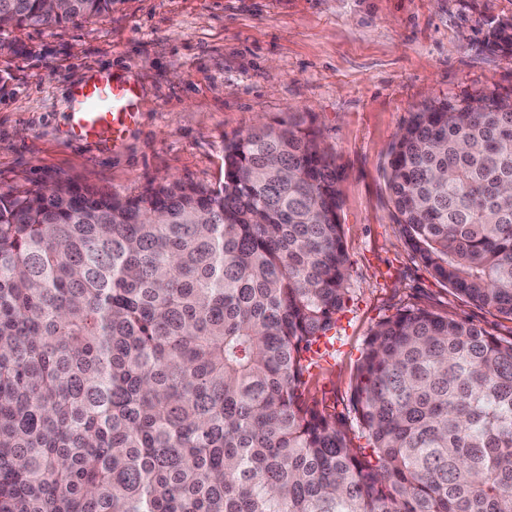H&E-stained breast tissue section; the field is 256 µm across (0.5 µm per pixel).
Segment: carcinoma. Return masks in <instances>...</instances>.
Here are the masks:
<instances>
[{
    "mask_svg": "<svg viewBox=\"0 0 512 512\" xmlns=\"http://www.w3.org/2000/svg\"><path fill=\"white\" fill-rule=\"evenodd\" d=\"M110 10L0 0L15 26ZM340 180L314 128L264 124L214 187L1 194L0 512H512V340L379 322L353 389L368 453L303 397L347 309ZM386 180L414 255L512 320V94L412 113Z\"/></svg>",
    "mask_w": 512,
    "mask_h": 512,
    "instance_id": "carcinoma-1",
    "label": "carcinoma"
}]
</instances>
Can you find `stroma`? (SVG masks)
<instances>
[{
    "label": "stroma",
    "mask_w": 512,
    "mask_h": 512,
    "mask_svg": "<svg viewBox=\"0 0 512 512\" xmlns=\"http://www.w3.org/2000/svg\"><path fill=\"white\" fill-rule=\"evenodd\" d=\"M512 0H116L76 26L0 30V194L76 183L132 197L224 178V141L262 123L312 122L342 173L349 301L305 395L367 439L352 405L364 342L424 309L512 338V320L435 280L397 224L384 170L412 112L512 91V49L487 43ZM129 74L140 118L118 150L67 137L73 87Z\"/></svg>",
    "instance_id": "35a3bbf8"
}]
</instances>
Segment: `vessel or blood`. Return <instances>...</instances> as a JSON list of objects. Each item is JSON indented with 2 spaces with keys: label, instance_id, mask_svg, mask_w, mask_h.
Returning <instances> with one entry per match:
<instances>
[{
  "label": "vessel or blood",
  "instance_id": "vessel-or-blood-1",
  "mask_svg": "<svg viewBox=\"0 0 512 512\" xmlns=\"http://www.w3.org/2000/svg\"><path fill=\"white\" fill-rule=\"evenodd\" d=\"M139 115L138 85L121 74L97 71L73 89L68 133L76 142H99L116 148Z\"/></svg>",
  "mask_w": 512,
  "mask_h": 512
}]
</instances>
